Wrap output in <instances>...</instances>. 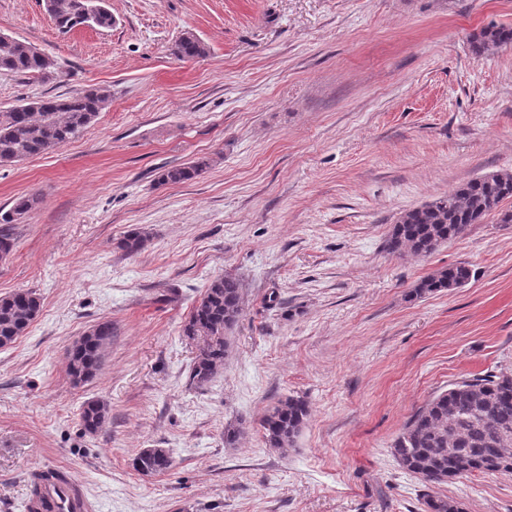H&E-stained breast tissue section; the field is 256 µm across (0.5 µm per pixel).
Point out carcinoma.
<instances>
[{
  "label": "carcinoma",
  "instance_id": "cac0c4a2",
  "mask_svg": "<svg viewBox=\"0 0 512 512\" xmlns=\"http://www.w3.org/2000/svg\"><path fill=\"white\" fill-rule=\"evenodd\" d=\"M45 7L57 29L69 31L87 22L110 28L112 12L100 0H45ZM512 46V26L491 24L472 42L478 56ZM207 47L196 35L182 34L175 55L183 60L205 56ZM43 51L20 40L7 51L0 48V71L44 77L54 70L42 59ZM111 94L92 88L66 98L36 99L0 110V166L47 153L66 143L96 120ZM210 160L200 158L188 165L161 172L158 182L176 184L202 175ZM512 198V174L488 173L469 180L446 196L436 198L401 215L386 240L392 254L427 255L440 245L460 236L471 224L495 213L501 224H512V210L501 204ZM37 204L34 195H21L10 210L0 214L1 224H12ZM147 236L137 228L128 231L116 248L127 254L140 252ZM472 272L464 264L448 267L421 280L415 295L465 286ZM242 284L229 275L213 279L183 325V335L198 341L189 381L197 387L208 385L219 374L230 350L228 332L241 312ZM41 310V299L31 290L0 295V349L10 347L26 334ZM112 341V322L101 321L75 339L67 350L69 376L83 381L100 370L107 345ZM108 407L101 401H86L80 408V422L89 434L97 433L108 419ZM308 415L307 402L289 396L272 406L261 420L266 444L286 451L294 446ZM391 453L405 471L419 477L427 487L459 480L469 474H512V373L487 372L448 385L420 409L397 437ZM171 458L164 448H145L135 458L134 469L143 474L169 469ZM60 471H39L31 476V493L42 484L65 481ZM428 512H464L463 504L431 490Z\"/></svg>",
  "mask_w": 512,
  "mask_h": 512
}]
</instances>
